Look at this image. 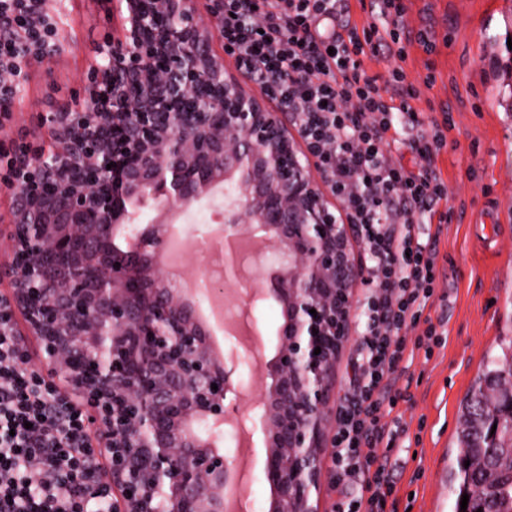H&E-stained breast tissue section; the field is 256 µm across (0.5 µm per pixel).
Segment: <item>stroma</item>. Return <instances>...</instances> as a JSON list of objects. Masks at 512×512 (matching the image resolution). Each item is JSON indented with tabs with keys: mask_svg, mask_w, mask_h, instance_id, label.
<instances>
[{
	"mask_svg": "<svg viewBox=\"0 0 512 512\" xmlns=\"http://www.w3.org/2000/svg\"><path fill=\"white\" fill-rule=\"evenodd\" d=\"M405 25L431 32L433 50L406 45L403 64L417 90L412 101L424 120L449 118L435 166L448 185V203L462 217L444 224L437 294L429 314L444 320L446 340L431 358H416L399 382L409 402L398 409L408 428L392 453L395 500L391 512H452L448 475L460 429V403L499 337L512 336V223L500 208L512 206V0H402ZM54 15L56 48L35 58L8 104L0 145L11 155L37 146L45 113L71 103L100 46L117 26L112 0H47ZM250 317L266 333L263 350L241 366L251 385L240 403L244 425L259 422L256 398L262 365L277 351L280 308L270 301Z\"/></svg>",
	"mask_w": 512,
	"mask_h": 512,
	"instance_id": "stroma-1",
	"label": "stroma"
}]
</instances>
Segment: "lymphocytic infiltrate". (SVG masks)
<instances>
[{"label":"lymphocytic infiltrate","instance_id":"f902f5d3","mask_svg":"<svg viewBox=\"0 0 512 512\" xmlns=\"http://www.w3.org/2000/svg\"><path fill=\"white\" fill-rule=\"evenodd\" d=\"M344 0H224L225 46L240 72L299 127L315 166L363 245L371 286L357 302L364 321L347 363L330 451L331 512H386L395 493L387 455L408 429L395 410L396 384L417 357L431 358L443 325L425 313L439 279V205L448 186L435 156L445 141L424 121L401 65L402 0H371L374 23L336 25ZM44 0H0V68L21 73L23 60L45 54L53 22ZM388 29L383 43L380 29ZM395 54L386 76L368 75L364 56ZM406 146L419 171L392 160ZM0 324V512H111L106 494L88 495L96 461L77 454L88 424L20 355Z\"/></svg>","mask_w":512,"mask_h":512}]
</instances>
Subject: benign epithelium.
<instances>
[{
	"mask_svg": "<svg viewBox=\"0 0 512 512\" xmlns=\"http://www.w3.org/2000/svg\"><path fill=\"white\" fill-rule=\"evenodd\" d=\"M115 2L107 65L74 106L43 116L48 146L17 159L0 265L7 321L21 313L81 398L95 440L78 451L105 461L90 493L112 492V512H225L238 476L219 442L241 357L214 356L199 303L152 263L165 225L220 196L211 237L239 238L248 224L264 233L254 263L273 274L251 301L270 298L284 317L261 396L269 512H319L336 369L364 275L356 233L335 223L287 113L213 51L223 0L203 12L197 0ZM146 202L157 211L149 232L138 227ZM118 230L130 241L121 254Z\"/></svg>",
	"mask_w": 512,
	"mask_h": 512,
	"instance_id": "7a95c632",
	"label": "benign epithelium"
}]
</instances>
